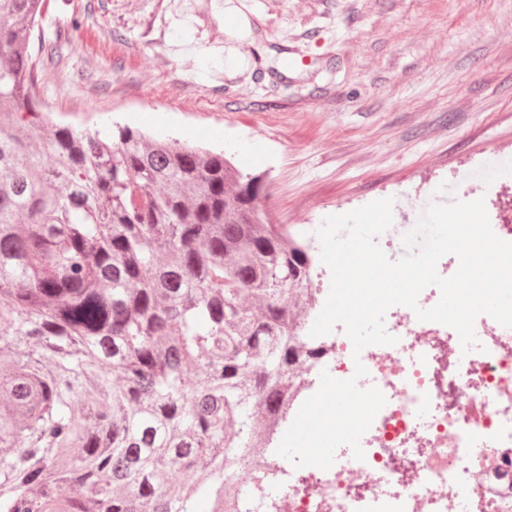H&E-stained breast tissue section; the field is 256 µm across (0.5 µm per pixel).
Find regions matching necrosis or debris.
I'll use <instances>...</instances> for the list:
<instances>
[{
  "label": "necrosis or debris",
  "instance_id": "1",
  "mask_svg": "<svg viewBox=\"0 0 512 512\" xmlns=\"http://www.w3.org/2000/svg\"><path fill=\"white\" fill-rule=\"evenodd\" d=\"M415 310L387 311L393 345L355 351L340 326L314 338L318 363L296 375L292 417L324 372L383 393L387 403L361 439L363 459L346 445L326 470L278 457L274 487L243 486L239 512H512V328L479 315V343L466 351L453 328Z\"/></svg>",
  "mask_w": 512,
  "mask_h": 512
}]
</instances>
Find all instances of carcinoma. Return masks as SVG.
Returning a JSON list of instances; mask_svg holds the SVG:
<instances>
[{
  "mask_svg": "<svg viewBox=\"0 0 512 512\" xmlns=\"http://www.w3.org/2000/svg\"><path fill=\"white\" fill-rule=\"evenodd\" d=\"M41 2L0 0V512H236L316 355L310 257L224 152L55 122Z\"/></svg>",
  "mask_w": 512,
  "mask_h": 512,
  "instance_id": "1",
  "label": "carcinoma"
}]
</instances>
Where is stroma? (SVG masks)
Returning <instances> with one entry per match:
<instances>
[{
	"instance_id": "1",
	"label": "stroma",
	"mask_w": 512,
	"mask_h": 512,
	"mask_svg": "<svg viewBox=\"0 0 512 512\" xmlns=\"http://www.w3.org/2000/svg\"><path fill=\"white\" fill-rule=\"evenodd\" d=\"M37 91L59 123L160 129L264 178L307 234L394 198L386 254L430 203L484 198L512 160V0H43ZM244 6L249 31L228 32ZM256 149L240 154L241 143Z\"/></svg>"
}]
</instances>
